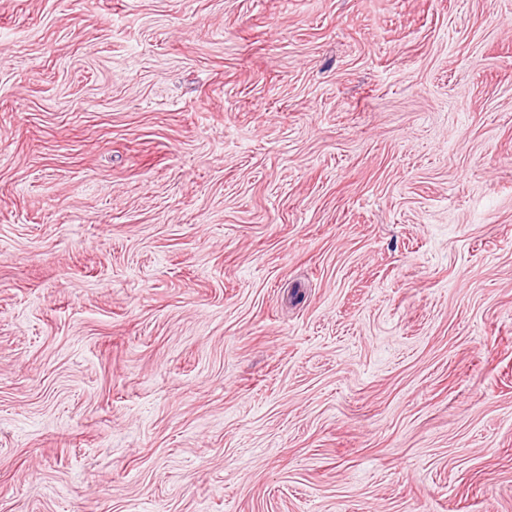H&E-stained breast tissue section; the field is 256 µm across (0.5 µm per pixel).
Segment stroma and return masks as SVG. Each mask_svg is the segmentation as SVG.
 Returning <instances> with one entry per match:
<instances>
[{
  "instance_id": "obj_1",
  "label": "stroma",
  "mask_w": 512,
  "mask_h": 512,
  "mask_svg": "<svg viewBox=\"0 0 512 512\" xmlns=\"http://www.w3.org/2000/svg\"><path fill=\"white\" fill-rule=\"evenodd\" d=\"M0 512H512V0H0Z\"/></svg>"
}]
</instances>
